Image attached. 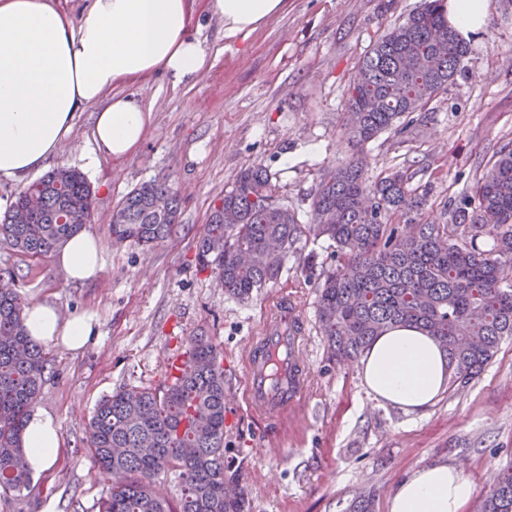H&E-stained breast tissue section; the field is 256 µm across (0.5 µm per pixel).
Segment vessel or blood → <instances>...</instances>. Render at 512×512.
I'll return each mask as SVG.
<instances>
[{
	"instance_id": "b4317fda",
	"label": "vessel or blood",
	"mask_w": 512,
	"mask_h": 512,
	"mask_svg": "<svg viewBox=\"0 0 512 512\" xmlns=\"http://www.w3.org/2000/svg\"><path fill=\"white\" fill-rule=\"evenodd\" d=\"M300 320L295 305L280 302L242 360L245 391L252 409L280 419L294 411L306 386L307 372L299 353Z\"/></svg>"
}]
</instances>
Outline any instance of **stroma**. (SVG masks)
<instances>
[{"label":"stroma","mask_w":512,"mask_h":512,"mask_svg":"<svg viewBox=\"0 0 512 512\" xmlns=\"http://www.w3.org/2000/svg\"><path fill=\"white\" fill-rule=\"evenodd\" d=\"M288 0L246 41L225 46L217 19L194 18L211 49L198 78L174 84L159 73L136 87L152 123L136 155L89 163L94 108L76 117L49 168L74 167L94 196L89 232L102 246L100 279L74 284L53 258L35 261L0 247V276L25 303L50 302L62 315L94 313L99 335L84 351L49 347L50 371L36 405L61 425L63 454L29 489L0 499V512H98L112 487L86 450L99 400L116 389L159 390L167 362L191 337L221 353L227 417L226 455L240 475L249 512H342L356 493L373 491L375 512L415 467L461 466L473 483L472 505L512 466V338L503 339L485 371L445 390L425 413L376 400L355 362L329 360L318 328L317 286L335 267L332 242L301 234L275 284L241 301L225 294L214 271L200 267L196 240L211 206L251 164L277 178L279 199L302 223L323 169L348 161L341 131L346 91L368 46L421 0ZM463 68L404 133L386 131L364 147L370 176L394 167L430 189V220L450 219L458 200L492 155L512 142V0H489L483 29ZM155 181L180 198L175 234L153 247L113 244L112 210L125 194ZM294 302L303 323L300 351L309 366L299 408L287 420L254 415L242 395L241 359L273 314Z\"/></svg>","instance_id":"35a3bbf8"}]
</instances>
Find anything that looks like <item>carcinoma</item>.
<instances>
[{
	"mask_svg": "<svg viewBox=\"0 0 512 512\" xmlns=\"http://www.w3.org/2000/svg\"><path fill=\"white\" fill-rule=\"evenodd\" d=\"M469 46L448 25L445 0L394 23L365 52L349 84L343 130L357 149L327 171L312 198L313 222L275 201L276 185L261 164L244 168L212 208L197 260L217 274L224 292L248 300L279 279L297 237L312 233L336 244V267L318 285L317 317L330 357L353 362L396 326H414L448 356V387L479 376L512 337V146L489 160L481 177L451 210V222L423 217L428 187L408 170L370 180L362 150L402 117L421 112L460 72ZM35 193L42 206L31 224L13 223L14 205ZM170 199V214L153 206ZM93 190L75 168H54L15 196L0 218V244L45 258L91 223ZM179 200L171 187L146 182L113 209L112 241L150 246L171 236ZM237 216L224 223V213ZM25 304L11 283L0 285V498L29 488L24 430L50 364L26 333ZM159 392L119 389L104 397L89 422L92 460L112 473L100 512H248L244 496L229 497L237 480L224 448L226 395L217 347L193 337L178 376ZM175 471L180 497L156 495L155 478ZM343 512H374L362 492ZM476 512H512V468Z\"/></svg>",
	"mask_w": 512,
	"mask_h": 512,
	"instance_id": "obj_1",
	"label": "carcinoma"
}]
</instances>
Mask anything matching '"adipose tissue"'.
Wrapping results in <instances>:
<instances>
[{"label": "adipose tissue", "mask_w": 512, "mask_h": 512, "mask_svg": "<svg viewBox=\"0 0 512 512\" xmlns=\"http://www.w3.org/2000/svg\"><path fill=\"white\" fill-rule=\"evenodd\" d=\"M286 0H204L208 15L222 21L226 44L246 40L280 14ZM195 0H82L70 15L55 0H0V178L25 180L56 156L77 112L96 107L93 142L99 153L135 155L152 109L117 87L164 72L175 82L192 80L207 66L202 39L189 32ZM487 0H448V23L470 38L485 24ZM67 280L85 283L103 272L96 236L78 233L56 252ZM35 341L76 353L97 334L88 312L61 316L36 302L24 312ZM365 386L384 403L408 412L431 406L448 384V359L430 336L398 327L378 336L361 360ZM30 471L51 469L62 451L57 418L31 411L25 428ZM474 486L449 464L413 469L398 483L388 512H463Z\"/></svg>", "instance_id": "ef3b65f1"}]
</instances>
